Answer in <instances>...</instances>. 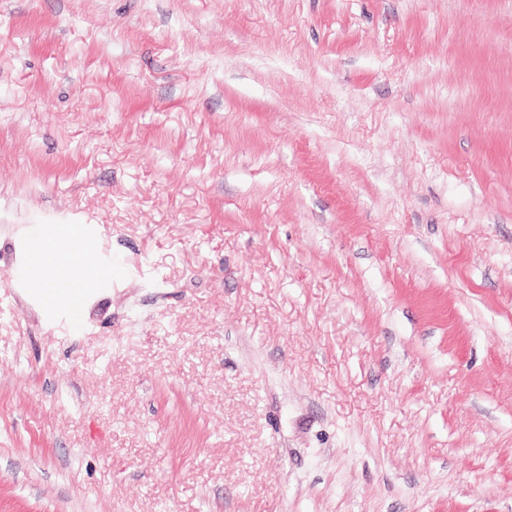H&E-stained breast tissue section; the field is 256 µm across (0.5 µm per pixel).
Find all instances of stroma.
<instances>
[{
  "instance_id": "35a3bbf8",
  "label": "stroma",
  "mask_w": 512,
  "mask_h": 512,
  "mask_svg": "<svg viewBox=\"0 0 512 512\" xmlns=\"http://www.w3.org/2000/svg\"><path fill=\"white\" fill-rule=\"evenodd\" d=\"M0 512H512V0H0ZM67 256L68 251L60 249L58 244L47 242H44L38 252H28L25 269L27 272L45 270L43 276L33 277L31 283L40 295L48 301L52 302L57 295L54 289L55 285L60 282L56 278V269L69 260Z\"/></svg>"
}]
</instances>
